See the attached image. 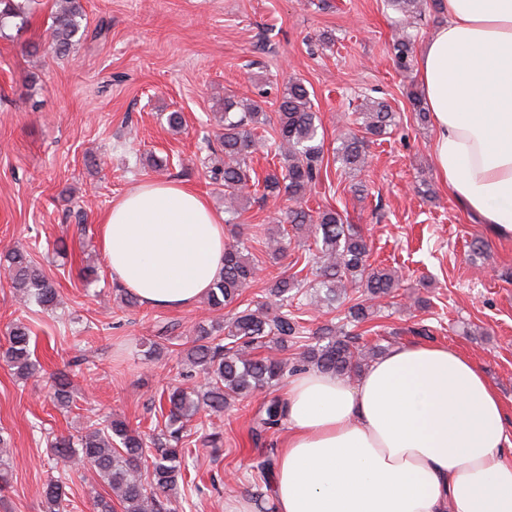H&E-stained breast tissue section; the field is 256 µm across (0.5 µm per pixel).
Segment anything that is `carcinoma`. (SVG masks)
I'll return each instance as SVG.
<instances>
[{
    "instance_id": "obj_1",
    "label": "carcinoma",
    "mask_w": 512,
    "mask_h": 512,
    "mask_svg": "<svg viewBox=\"0 0 512 512\" xmlns=\"http://www.w3.org/2000/svg\"><path fill=\"white\" fill-rule=\"evenodd\" d=\"M398 14L397 34L392 43L396 68L407 73L412 68L413 35L409 27L425 9L439 8V0H387ZM28 21V0H0V33L9 27H21ZM86 14L81 0H58L48 28L49 48L66 55L85 35ZM222 132L216 143L207 144L210 177L224 185V223L235 224L251 203V188H260L263 196L287 197L289 205L277 234L269 237L272 253L288 248L289 231L313 238L316 252L304 255V262L315 267V278L297 275L271 279L268 293L275 297L278 312L268 313L261 306L236 310L224 323L201 322L194 328L187 347L179 352L181 375L187 380L201 378L198 385L178 386L163 395L167 407L164 426L157 434L132 428L124 419L113 417L101 427H93L80 436L60 435L48 441L50 456L71 467L88 465L97 479L107 485L113 497H93L94 512H171L168 504L177 498L179 480L187 469L185 448L187 425L199 419L218 416L224 407L256 392L270 391L284 378L310 366L336 376L349 377L362 371L381 353L378 345L360 344V336L348 330L351 323L361 324L374 312L375 302L390 296L397 287L395 272L374 268L369 263L370 246L357 226L344 222L340 213L322 209L310 213L299 207L312 190L324 183L329 163L325 162L324 140L318 137V117L310 92L299 81H291L270 117L255 100H237L225 94L224 111L218 113ZM346 130L339 134L334 162L346 173L364 170L369 163L368 138L381 137L396 123V114L384 101L365 97L354 111L341 116ZM270 126L279 139L281 156L278 169L259 177L252 167L254 154L262 146L257 130ZM248 246L239 238L225 245L224 270L208 290L209 310L219 312L235 303L243 290L255 281L258 265L247 255ZM0 269L6 283L27 306L51 311L58 305V291L27 250L12 247L3 253ZM303 288L315 291L311 303L332 307L340 299L355 294L349 307V320L330 321L312 335L314 342L304 343L307 335L303 320L288 310V304ZM8 347L0 359L20 380L38 372L39 364L31 349V331L16 321L7 328ZM302 344L298 363L288 366L279 352L288 344ZM267 354L257 357L258 349ZM51 399L66 409L73 402V381L69 374L58 373L52 380ZM284 405L277 397L268 399L256 419L255 434L279 424ZM149 469H142L144 460ZM43 512H66L67 493L62 477L50 480L43 491Z\"/></svg>"
}]
</instances>
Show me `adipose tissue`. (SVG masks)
Here are the masks:
<instances>
[{
	"label": "adipose tissue",
	"mask_w": 512,
	"mask_h": 512,
	"mask_svg": "<svg viewBox=\"0 0 512 512\" xmlns=\"http://www.w3.org/2000/svg\"><path fill=\"white\" fill-rule=\"evenodd\" d=\"M416 69L436 176L481 223L512 234V0H441ZM113 280L157 308L192 306L224 268L208 198L139 185L99 219ZM288 434L270 475L274 512H512V419L479 364L403 345L356 382L293 374Z\"/></svg>",
	"instance_id": "adipose-tissue-1"
}]
</instances>
